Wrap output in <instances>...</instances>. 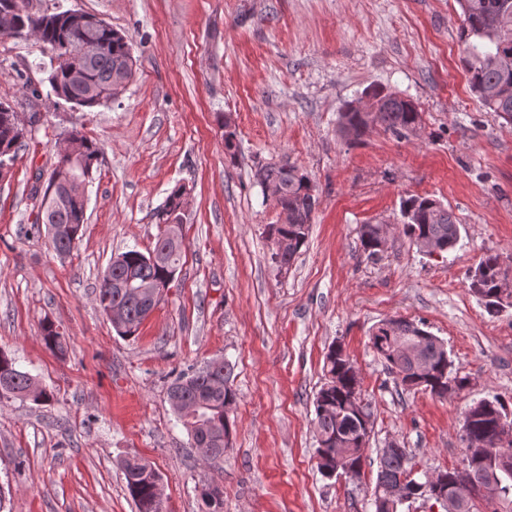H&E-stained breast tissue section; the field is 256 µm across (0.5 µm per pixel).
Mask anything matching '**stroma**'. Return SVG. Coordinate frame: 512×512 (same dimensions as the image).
I'll list each match as a JSON object with an SVG mask.
<instances>
[{"instance_id":"1","label":"stroma","mask_w":512,"mask_h":512,"mask_svg":"<svg viewBox=\"0 0 512 512\" xmlns=\"http://www.w3.org/2000/svg\"><path fill=\"white\" fill-rule=\"evenodd\" d=\"M122 31L133 77L111 104L74 108L46 80L52 52L32 36L0 40V101L40 93L34 141L0 179V351L51 393L0 398V512H138L124 459L150 461L163 512H202L199 488L224 512H374L376 461L393 442L415 471L460 466L465 413L497 397L512 407V308L492 315L468 274L489 252L512 282V124L473 94L456 0H33ZM377 87L413 100L417 134L378 125L344 137L340 112ZM235 139L225 144V130ZM77 130L100 155L87 222L69 256L33 226L36 173L50 171ZM289 158L316 186L309 235L274 263L270 225L284 217L255 179ZM187 191L174 281L138 334L119 336L96 301L110 259L151 248L152 219L174 187ZM441 202L460 227L442 256L403 232L401 203ZM389 225L378 260L365 224ZM402 317L442 340L469 386L439 398L398 387L369 338ZM52 321L65 353L49 350ZM342 344L371 414L360 482L317 465L314 400L328 348ZM220 359L237 394L221 466L200 460L167 388Z\"/></svg>"}]
</instances>
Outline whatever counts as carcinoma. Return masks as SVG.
<instances>
[{
    "mask_svg": "<svg viewBox=\"0 0 512 512\" xmlns=\"http://www.w3.org/2000/svg\"><path fill=\"white\" fill-rule=\"evenodd\" d=\"M464 17L460 39L465 45V67L472 92L482 104L512 123V0H457ZM13 11L12 27L0 30V37L33 35L50 46L53 55L74 54L81 45L93 43L98 52L80 65L84 80L74 81L66 68L51 67L48 82L54 95L76 107L106 106L114 100L121 88L118 82L128 81L133 74L132 48L127 37L108 23L76 25L70 21L68 11L35 15L24 8V0H0V11ZM371 103L364 108L350 107L340 113L341 132L356 141L372 124H379L400 137L417 131L421 122L417 106L393 93L373 89L367 93ZM18 111L6 101L0 102V163L12 165L18 150L27 139H34L38 128L24 129L17 117ZM68 136L79 142L75 160L59 155L58 161L43 186L32 185L31 196L39 199L34 224H43L51 243L60 256L69 255L86 221V187L92 177L100 150L96 142L71 131ZM264 194L273 198L277 206L288 212V223L272 225V235L280 244L273 258L282 267L290 265L304 245L317 204L315 186L310 177L287 159L260 167L257 172ZM186 189L174 188L154 211L158 224L181 223V210L185 205ZM402 214L407 219L404 233L412 242L435 245L447 252L459 242L460 230L453 213L434 199L412 196L403 200ZM386 224H364L360 243L367 258L376 260L383 252L380 248ZM182 246L160 236L145 253L128 250L112 258L108 264L111 275H103L97 302L106 312L120 308L124 320L114 326L120 336L136 335L148 313L159 301L148 303L136 293V285L149 280L164 283L176 274L181 261ZM500 256L488 253L480 260L471 276L470 289L485 303L490 312L512 308V291L508 302H503ZM45 344L54 352L64 351L61 334L50 321L42 326ZM377 357L396 375L405 390L422 389L437 397L460 392L469 383L466 376L453 373L452 361L443 341L413 321L397 317L381 321L370 336ZM324 370L329 376L316 394L315 419L321 473L334 476L332 464L336 456L344 455L350 469L361 474L366 458L361 451V439L370 436L371 415L366 408L355 409L351 399L358 393L359 373L341 345L329 347L324 358ZM34 385L33 378L16 368L15 360L0 351V393L27 396ZM168 392H176L185 406L198 414L174 411L186 430L194 448L207 462L217 464L224 460V447L217 435L230 433L229 412L236 403V392L230 385V367L223 364L213 372L202 368L175 379ZM512 425V411L499 399H483L466 411L460 440L464 448H496L499 430L504 423ZM500 448V447H498ZM502 455L512 461V445L500 448ZM409 452L406 448L382 451L379 458L373 498L398 489L404 497H418L420 481L411 476L408 468ZM490 465L478 459L473 467L474 492L484 497ZM126 488L135 501L138 512H162L161 479L153 465L140 458L124 461ZM483 512H512V471L502 476L499 500L486 503Z\"/></svg>",
    "mask_w": 512,
    "mask_h": 512,
    "instance_id": "cac0c4a2",
    "label": "carcinoma"
}]
</instances>
